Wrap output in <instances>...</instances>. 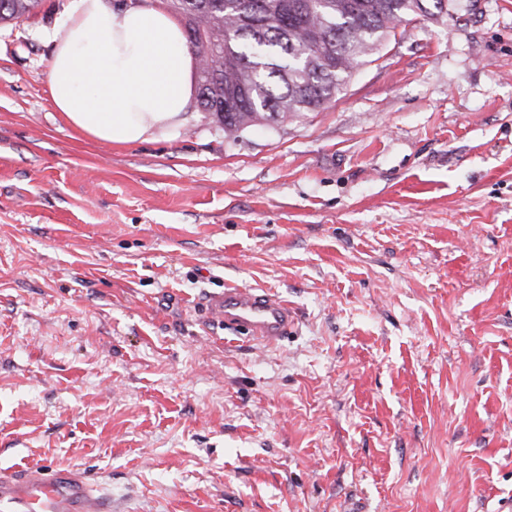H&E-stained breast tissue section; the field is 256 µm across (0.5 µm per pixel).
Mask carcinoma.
<instances>
[{
	"instance_id": "carcinoma-1",
	"label": "carcinoma",
	"mask_w": 512,
	"mask_h": 512,
	"mask_svg": "<svg viewBox=\"0 0 512 512\" xmlns=\"http://www.w3.org/2000/svg\"><path fill=\"white\" fill-rule=\"evenodd\" d=\"M427 0H168L200 61V111L233 137L330 101L359 60ZM38 0H0V22Z\"/></svg>"
}]
</instances>
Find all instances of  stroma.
Segmentation results:
<instances>
[{
  "instance_id": "stroma-1",
  "label": "stroma",
  "mask_w": 512,
  "mask_h": 512,
  "mask_svg": "<svg viewBox=\"0 0 512 512\" xmlns=\"http://www.w3.org/2000/svg\"><path fill=\"white\" fill-rule=\"evenodd\" d=\"M70 0L0 22V469L119 512L512 504V0L403 21L322 108L151 142L48 94ZM287 301L258 351L224 287Z\"/></svg>"
}]
</instances>
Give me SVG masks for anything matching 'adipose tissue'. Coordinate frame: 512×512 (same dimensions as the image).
<instances>
[{
  "label": "adipose tissue",
  "mask_w": 512,
  "mask_h": 512,
  "mask_svg": "<svg viewBox=\"0 0 512 512\" xmlns=\"http://www.w3.org/2000/svg\"><path fill=\"white\" fill-rule=\"evenodd\" d=\"M51 41V102L73 128L135 144L185 122L197 60L181 20L159 0H72L64 36Z\"/></svg>",
  "instance_id": "adipose-tissue-1"
}]
</instances>
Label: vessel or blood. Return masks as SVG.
<instances>
[{
  "mask_svg": "<svg viewBox=\"0 0 512 512\" xmlns=\"http://www.w3.org/2000/svg\"><path fill=\"white\" fill-rule=\"evenodd\" d=\"M206 308L224 331L245 332L247 341L263 346L281 339L294 320L286 302L247 288L211 295ZM0 512H112V499L81 470L33 466L0 471Z\"/></svg>",
  "mask_w": 512,
  "mask_h": 512,
  "instance_id": "vessel-or-blood-1",
  "label": "vessel or blood"
}]
</instances>
